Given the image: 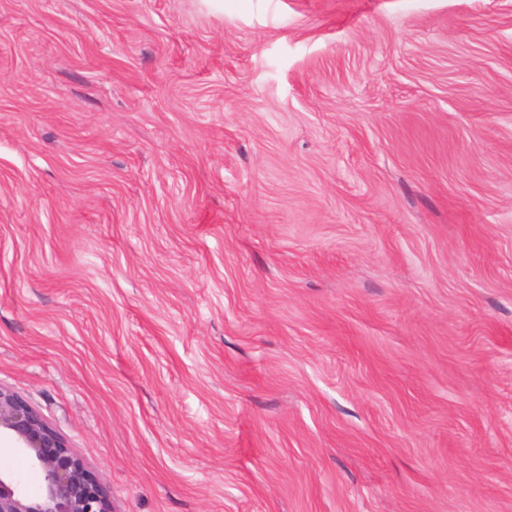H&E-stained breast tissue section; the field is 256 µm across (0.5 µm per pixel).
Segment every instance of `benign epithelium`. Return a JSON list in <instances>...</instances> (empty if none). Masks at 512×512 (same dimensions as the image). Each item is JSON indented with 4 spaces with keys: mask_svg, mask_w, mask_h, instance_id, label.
<instances>
[{
    "mask_svg": "<svg viewBox=\"0 0 512 512\" xmlns=\"http://www.w3.org/2000/svg\"><path fill=\"white\" fill-rule=\"evenodd\" d=\"M41 474L37 491L0 468V512H109L102 487L43 416L12 389L0 385V441Z\"/></svg>",
    "mask_w": 512,
    "mask_h": 512,
    "instance_id": "7a95c632",
    "label": "benign epithelium"
}]
</instances>
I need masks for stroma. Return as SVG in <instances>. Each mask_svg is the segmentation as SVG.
Listing matches in <instances>:
<instances>
[{
  "mask_svg": "<svg viewBox=\"0 0 512 512\" xmlns=\"http://www.w3.org/2000/svg\"><path fill=\"white\" fill-rule=\"evenodd\" d=\"M0 384L110 512H512V0H0Z\"/></svg>",
  "mask_w": 512,
  "mask_h": 512,
  "instance_id": "35a3bbf8",
  "label": "stroma"
}]
</instances>
